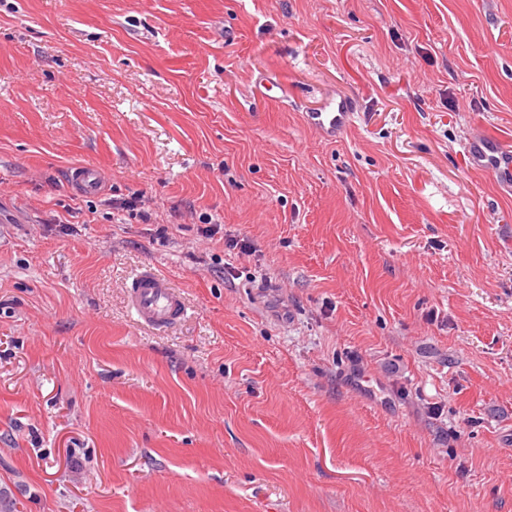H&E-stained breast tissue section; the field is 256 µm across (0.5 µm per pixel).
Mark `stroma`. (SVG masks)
Listing matches in <instances>:
<instances>
[{"instance_id": "obj_1", "label": "stroma", "mask_w": 512, "mask_h": 512, "mask_svg": "<svg viewBox=\"0 0 512 512\" xmlns=\"http://www.w3.org/2000/svg\"><path fill=\"white\" fill-rule=\"evenodd\" d=\"M477 131L512 150V0H0V512H512ZM354 98L346 95L327 98L319 107L305 112V120L324 140L336 141L351 124L356 112ZM71 172V180L82 192L92 194L98 192L102 187L100 173L97 169L75 167ZM130 307L139 322L153 327L170 325L184 316L185 299L171 279L152 269L138 273L128 292Z\"/></svg>"}]
</instances>
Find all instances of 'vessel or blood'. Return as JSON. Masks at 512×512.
I'll return each instance as SVG.
<instances>
[{
  "label": "vessel or blood",
  "mask_w": 512,
  "mask_h": 512,
  "mask_svg": "<svg viewBox=\"0 0 512 512\" xmlns=\"http://www.w3.org/2000/svg\"><path fill=\"white\" fill-rule=\"evenodd\" d=\"M355 112L354 98L341 95L328 98L307 112L305 120L324 140L333 142L341 138L353 121ZM467 153L477 168L496 175L512 176V152L498 140L481 132L475 133L467 142ZM71 180L87 194L98 192L102 187L100 173L93 168H74ZM128 299L140 323L153 327L170 325L186 312L180 289L175 288L168 276L151 268L133 278Z\"/></svg>",
  "instance_id": "obj_1"
}]
</instances>
